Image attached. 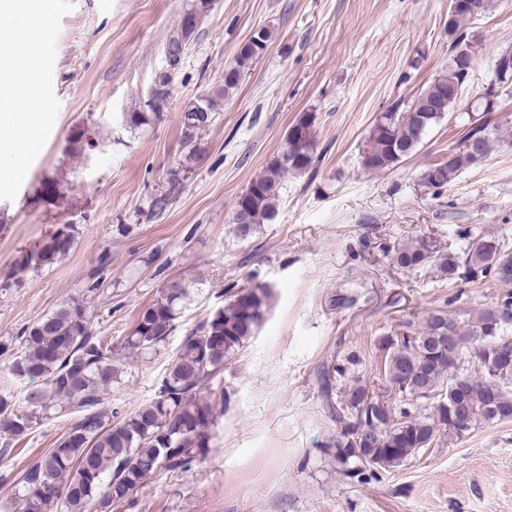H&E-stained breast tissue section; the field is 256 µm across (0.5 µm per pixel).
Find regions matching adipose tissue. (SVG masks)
Returning a JSON list of instances; mask_svg holds the SVG:
<instances>
[{
	"label": "adipose tissue",
	"mask_w": 512,
	"mask_h": 512,
	"mask_svg": "<svg viewBox=\"0 0 512 512\" xmlns=\"http://www.w3.org/2000/svg\"><path fill=\"white\" fill-rule=\"evenodd\" d=\"M42 4L22 9L20 0H0V17L8 19L0 37L17 45L18 50L0 63V112L8 114L10 126L0 148L20 163L33 145L31 131L42 121L41 102L29 91L40 44L39 19Z\"/></svg>",
	"instance_id": "obj_1"
}]
</instances>
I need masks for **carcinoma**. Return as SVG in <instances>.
I'll use <instances>...</instances> for the list:
<instances>
[{
    "instance_id": "obj_1",
    "label": "carcinoma",
    "mask_w": 512,
    "mask_h": 512,
    "mask_svg": "<svg viewBox=\"0 0 512 512\" xmlns=\"http://www.w3.org/2000/svg\"><path fill=\"white\" fill-rule=\"evenodd\" d=\"M475 31L468 14L455 19L449 54L459 40ZM256 41L242 43L234 65L224 70V85L215 96L203 99L204 110L190 108L182 115L187 161L206 156L199 134L211 122L215 99L238 88L246 70L267 49L271 32L261 28ZM185 43L170 38L165 55L180 61ZM448 64L429 80L407 104L396 103L381 113L362 153V165L382 173L416 152L425 133L449 112L427 111L448 91ZM167 101L158 96L148 112H132L127 126L140 128L158 116ZM499 142L497 128L487 121L468 119L466 132L448 149V162L434 163L422 174V183L438 196L461 172L484 161ZM317 152L313 116L299 113L284 135L280 153L238 196L233 208L237 236L245 241L257 227L276 215L279 189L288 176L312 171ZM191 172L189 166L169 172L167 188L150 198L156 216L167 212ZM458 247L444 248L421 236L391 249L394 263L405 272L433 271L448 282L481 284L496 281L506 292L495 302L461 315L446 307L428 313L421 329L408 334L381 336L383 359L377 381L389 398L372 394L366 382L343 381L348 366L326 370L322 391L338 435L336 459L347 463L354 454L351 438L365 439L355 465L345 470L353 478L378 469L401 466L449 434L451 398L443 393L462 390L467 431L492 422L512 421V368L500 365V356L512 358V242L492 233H474L468 226L457 230ZM75 227L65 224L43 245L16 263L12 278L0 286L24 281L28 272L54 265L71 249ZM111 256L103 251L92 269L86 292L102 285ZM224 306L186 330L170 358L153 397L127 413L112 410L107 394L121 368L112 349L91 330L84 301L72 299L39 317L22 336L0 340V355L13 354L7 374L0 378V435L5 444L26 436L34 426L65 409L76 415L55 447L24 469L17 478L13 512H112L133 491L161 471H183L210 446L214 404L202 394L224 363L255 334L269 311L272 289L264 282L224 288ZM191 291L181 279L167 281L156 300L141 310L124 342L128 353H142L165 343L176 330ZM31 383L22 404H16L11 386Z\"/></svg>"
}]
</instances>
